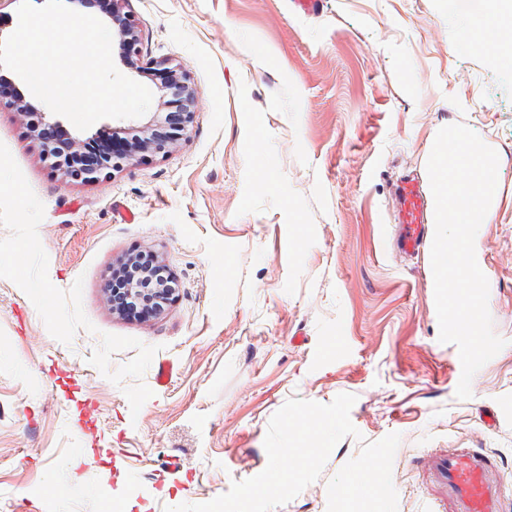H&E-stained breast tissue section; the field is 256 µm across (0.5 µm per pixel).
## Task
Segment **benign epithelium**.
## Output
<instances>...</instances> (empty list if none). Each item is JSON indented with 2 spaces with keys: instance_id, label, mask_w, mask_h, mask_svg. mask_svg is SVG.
<instances>
[{
  "instance_id": "benign-epithelium-1",
  "label": "benign epithelium",
  "mask_w": 512,
  "mask_h": 512,
  "mask_svg": "<svg viewBox=\"0 0 512 512\" xmlns=\"http://www.w3.org/2000/svg\"><path fill=\"white\" fill-rule=\"evenodd\" d=\"M110 23L118 36L120 55L131 65L141 60V40L139 24L123 12V0H112ZM168 74L166 84L158 87L162 105L171 109L177 116L175 126L169 129H154L147 124L132 135L127 149L113 154L96 165L74 168L75 155L83 144L79 137H73L69 145L60 147L43 138L45 127L51 126L47 113L30 103L13 96L0 88V108L8 107L28 118V126L33 135L42 139L43 157L51 162L63 177L95 182L106 169L116 170L126 164H133L146 154L164 155L177 144L180 136L187 133L195 117V90L179 65L163 64Z\"/></svg>"
}]
</instances>
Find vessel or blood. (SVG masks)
<instances>
[{
	"mask_svg": "<svg viewBox=\"0 0 512 512\" xmlns=\"http://www.w3.org/2000/svg\"><path fill=\"white\" fill-rule=\"evenodd\" d=\"M396 238L400 252L419 253L426 241L432 202L417 176L397 186ZM450 512H504V485L489 459L475 452L449 453L444 466Z\"/></svg>",
	"mask_w": 512,
	"mask_h": 512,
	"instance_id": "1",
	"label": "vessel or blood"
}]
</instances>
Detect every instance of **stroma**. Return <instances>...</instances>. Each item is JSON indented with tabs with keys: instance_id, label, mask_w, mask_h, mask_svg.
Here are the masks:
<instances>
[{
	"instance_id": "35a3bbf8",
	"label": "stroma",
	"mask_w": 512,
	"mask_h": 512,
	"mask_svg": "<svg viewBox=\"0 0 512 512\" xmlns=\"http://www.w3.org/2000/svg\"><path fill=\"white\" fill-rule=\"evenodd\" d=\"M144 65L179 62L197 97L187 139L95 183L62 180L21 117L0 142L43 202L48 277L82 281L91 329L53 338L0 278V512H164L203 503L267 465L271 416L289 398L355 395L358 437L272 512H327L329 482L361 440L401 436L398 512H448L450 449L512 472V66L470 43L485 0H126ZM463 124L499 157L478 230L488 307L505 347L455 395L456 345L439 341L429 250L394 246L395 185L425 176L438 130ZM152 252L177 281L164 313H113L111 272ZM157 346L153 395L132 413L91 364L102 334Z\"/></svg>"
}]
</instances>
